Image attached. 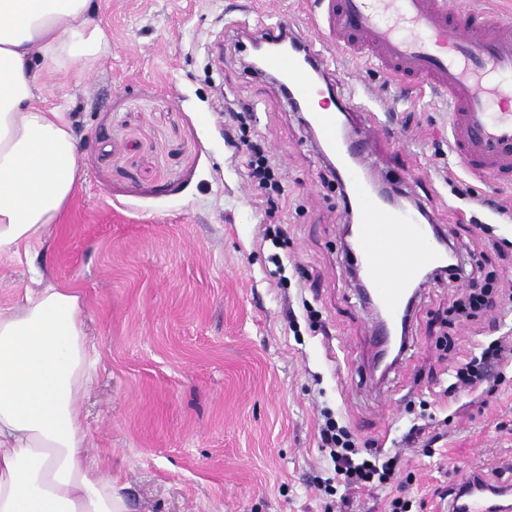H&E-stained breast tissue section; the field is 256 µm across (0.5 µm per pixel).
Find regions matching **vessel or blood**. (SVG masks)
<instances>
[{
	"label": "vessel or blood",
	"mask_w": 512,
	"mask_h": 512,
	"mask_svg": "<svg viewBox=\"0 0 512 512\" xmlns=\"http://www.w3.org/2000/svg\"><path fill=\"white\" fill-rule=\"evenodd\" d=\"M321 26L336 44L381 63L406 83L443 91L453 153L471 175L512 182V22L484 12L455 14L449 0H319ZM267 72L278 75L304 103L327 97L318 76L323 62L314 48L269 55ZM363 103L337 101L310 117L322 146L336 160L347 188L348 209L357 211L356 256L375 301L391 319L405 314L411 286L421 274L445 264L447 256L416 211L389 204L377 177H364L371 148L385 135L382 122L364 113ZM382 325L378 343L392 329ZM512 483L491 484L474 471L462 477L448 512H512Z\"/></svg>",
	"instance_id": "b4317fda"
}]
</instances>
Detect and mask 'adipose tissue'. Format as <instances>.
I'll return each mask as SVG.
<instances>
[{
	"mask_svg": "<svg viewBox=\"0 0 512 512\" xmlns=\"http://www.w3.org/2000/svg\"><path fill=\"white\" fill-rule=\"evenodd\" d=\"M110 50L94 0H0V263L32 262L82 179L41 76L90 71ZM84 324L70 288L0 305V512H129L87 453L78 400L98 356Z\"/></svg>",
	"mask_w": 512,
	"mask_h": 512,
	"instance_id": "adipose-tissue-1",
	"label": "adipose tissue"
}]
</instances>
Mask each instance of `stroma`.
Returning a JSON list of instances; mask_svg holds the SVG:
<instances>
[{
    "label": "stroma",
    "mask_w": 512,
    "mask_h": 512,
    "mask_svg": "<svg viewBox=\"0 0 512 512\" xmlns=\"http://www.w3.org/2000/svg\"><path fill=\"white\" fill-rule=\"evenodd\" d=\"M110 53L52 80L84 178L34 265L0 264V304L38 267L77 288L100 356L79 400L88 451L130 512H325L331 412L368 448L397 455V479L335 512H446L472 469L512 480V363L471 395L447 393L475 342L512 336V306L468 321L464 282L433 279L412 307L398 364L370 370L373 320L349 275L344 190L303 120L242 42L292 24L345 96L386 122L375 174L443 231L491 288L512 285V188L470 175L450 148L448 98L390 80L316 25L317 0H99ZM245 103L246 136L279 170L249 180L224 139L222 102ZM279 228L263 241V226Z\"/></svg>",
    "instance_id": "obj_1"
}]
</instances>
